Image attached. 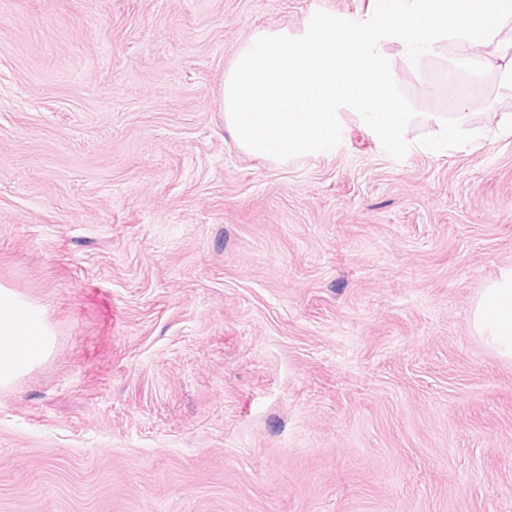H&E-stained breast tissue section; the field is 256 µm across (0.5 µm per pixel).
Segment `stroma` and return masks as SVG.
Masks as SVG:
<instances>
[{"instance_id": "35a3bbf8", "label": "stroma", "mask_w": 512, "mask_h": 512, "mask_svg": "<svg viewBox=\"0 0 512 512\" xmlns=\"http://www.w3.org/2000/svg\"><path fill=\"white\" fill-rule=\"evenodd\" d=\"M366 0H0V286L49 357L0 387V512H512V365L473 338L512 265V95L448 41L390 156L345 119L276 165L224 128L254 31ZM465 85L459 111L444 89Z\"/></svg>"}]
</instances>
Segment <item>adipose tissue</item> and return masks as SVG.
Listing matches in <instances>:
<instances>
[{
  "mask_svg": "<svg viewBox=\"0 0 512 512\" xmlns=\"http://www.w3.org/2000/svg\"><path fill=\"white\" fill-rule=\"evenodd\" d=\"M473 337L497 359L512 364V267L500 270L482 289L471 310ZM51 349L36 310L20 308L0 290V386L27 371Z\"/></svg>",
  "mask_w": 512,
  "mask_h": 512,
  "instance_id": "obj_1",
  "label": "adipose tissue"
}]
</instances>
